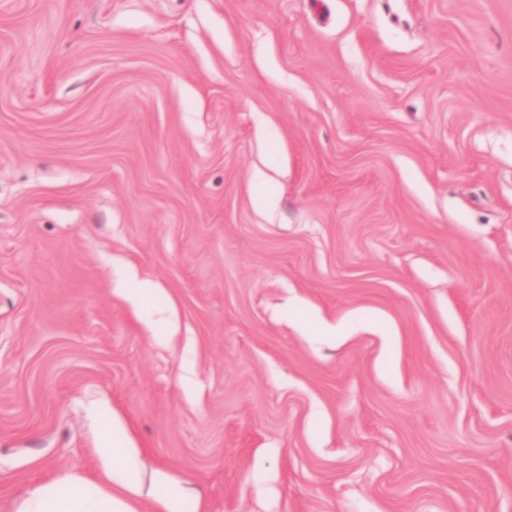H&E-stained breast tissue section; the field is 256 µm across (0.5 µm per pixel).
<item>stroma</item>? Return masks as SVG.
<instances>
[{
  "label": "stroma",
  "mask_w": 512,
  "mask_h": 512,
  "mask_svg": "<svg viewBox=\"0 0 512 512\" xmlns=\"http://www.w3.org/2000/svg\"><path fill=\"white\" fill-rule=\"evenodd\" d=\"M116 415L198 512H512V0H0V512Z\"/></svg>",
  "instance_id": "35a3bbf8"
}]
</instances>
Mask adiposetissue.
<instances>
[{
  "instance_id": "ef3b65f1",
  "label": "adipose tissue",
  "mask_w": 512,
  "mask_h": 512,
  "mask_svg": "<svg viewBox=\"0 0 512 512\" xmlns=\"http://www.w3.org/2000/svg\"><path fill=\"white\" fill-rule=\"evenodd\" d=\"M97 455V477L71 473L49 482L32 491L19 512H139L146 500L153 512H187L184 496L155 493L157 485L174 483L173 475L156 471L143 481L141 452L120 417H113L111 431L101 432Z\"/></svg>"
}]
</instances>
